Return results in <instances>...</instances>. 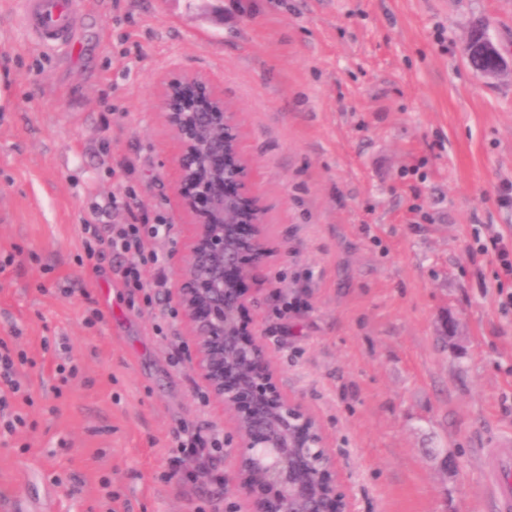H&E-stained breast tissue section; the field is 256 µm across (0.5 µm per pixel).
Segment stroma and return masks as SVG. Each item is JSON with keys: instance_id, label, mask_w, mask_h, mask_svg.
I'll use <instances>...</instances> for the list:
<instances>
[{"instance_id": "stroma-1", "label": "stroma", "mask_w": 512, "mask_h": 512, "mask_svg": "<svg viewBox=\"0 0 512 512\" xmlns=\"http://www.w3.org/2000/svg\"><path fill=\"white\" fill-rule=\"evenodd\" d=\"M44 50L0 0V341L24 352L0 434V512H236L230 415L188 363L167 293L193 236L157 82L208 76L239 110L277 255L246 286L283 392L316 413L355 512H491L481 452L512 437V293L480 243L512 240V0H86ZM169 232L86 255V226ZM484 54L491 59V62L487 66H485L487 60L482 57L478 51L469 57L470 63L476 70L485 66L481 71L483 76L490 79H498L505 75L512 76V69L502 62L501 59H504L503 56L491 41L488 47L484 49Z\"/></svg>"}]
</instances>
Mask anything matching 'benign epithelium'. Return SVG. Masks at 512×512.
Returning <instances> with one entry per match:
<instances>
[{
  "mask_svg": "<svg viewBox=\"0 0 512 512\" xmlns=\"http://www.w3.org/2000/svg\"><path fill=\"white\" fill-rule=\"evenodd\" d=\"M483 76H512L494 44ZM159 115L178 142L172 157L194 194L182 200L194 221L169 297L181 309L192 368L232 412L234 466L224 475L240 512H354L337 453L321 420L276 383L272 351L241 322L251 302L242 282L272 263L263 211L237 192L252 188L234 106L206 76L174 72L159 81Z\"/></svg>",
  "mask_w": 512,
  "mask_h": 512,
  "instance_id": "7a95c632",
  "label": "benign epithelium"
}]
</instances>
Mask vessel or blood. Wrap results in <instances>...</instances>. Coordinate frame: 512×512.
Segmentation results:
<instances>
[{"instance_id": "vessel-or-blood-1", "label": "vessel or blood", "mask_w": 512, "mask_h": 512, "mask_svg": "<svg viewBox=\"0 0 512 512\" xmlns=\"http://www.w3.org/2000/svg\"><path fill=\"white\" fill-rule=\"evenodd\" d=\"M80 0H22L21 20L44 48L73 45L78 39ZM494 512H512V493L500 490L499 477L512 472V441L483 451Z\"/></svg>"}]
</instances>
